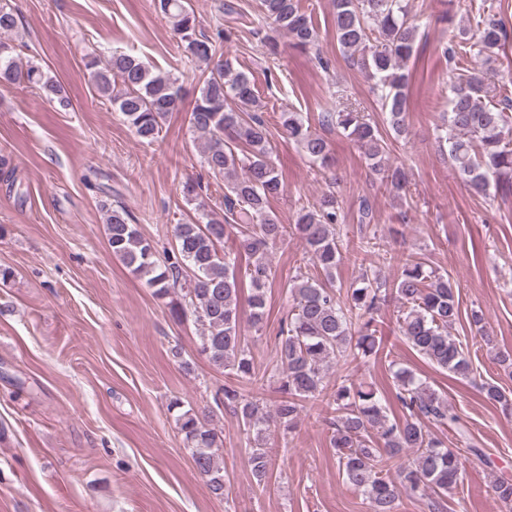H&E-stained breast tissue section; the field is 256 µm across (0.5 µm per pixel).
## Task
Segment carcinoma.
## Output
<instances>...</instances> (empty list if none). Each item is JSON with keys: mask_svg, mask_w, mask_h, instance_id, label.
Returning a JSON list of instances; mask_svg holds the SVG:
<instances>
[{"mask_svg": "<svg viewBox=\"0 0 512 512\" xmlns=\"http://www.w3.org/2000/svg\"><path fill=\"white\" fill-rule=\"evenodd\" d=\"M174 34L190 55L214 62L202 81L189 113L192 130L203 139L208 171L224 178V216L202 212L174 226L179 260L159 264L152 243L139 233L121 202L106 208V235L113 257L134 275L145 279L155 295L167 300L173 318L192 316L199 326L200 353L231 382L216 392L214 404L242 424L250 448L247 464L256 484L266 482L271 458L265 445L276 430L297 427L307 405L320 401L329 413L330 445L336 449L344 481L360 491L372 512H395L402 495L447 496L463 470L462 453L485 460L481 449L464 439L465 449L449 448L425 429L432 422L458 430L459 418L426 380L391 364L395 399L401 417L390 418L386 398L366 382L343 385L328 392L329 370L339 363L363 361L379 354L382 338L377 314L388 297L386 284L369 270L346 295L336 288V270L344 249V216L333 187L336 174L326 175L328 190L310 206L301 208L295 223L285 226L270 208V199L285 185L273 158L262 103L250 75L236 66L230 53L214 60L216 44L197 37L198 21L189 0H157ZM336 41L348 61L366 73L372 90L386 112V123L397 137L409 134L407 121L418 26L408 0H333ZM265 23L284 33L295 49L304 52L318 40L311 16L299 0H260ZM19 16L0 5V83H23L39 89L49 102L69 105L58 81L28 61L21 62L9 35ZM460 41L443 47L454 65L449 110L438 136L448 146V158L471 189L484 194L490 180L512 184V98L507 86L492 82L488 73L469 70L470 54L493 59L512 37L495 15L480 14L476 29L464 27ZM100 96L137 137L149 142L160 133L171 112L182 109V88L177 79L155 73L140 58L114 53L105 62L92 56L86 63ZM324 119L346 133L369 162L371 171L394 196L403 192L404 169L385 163L387 143L380 127L353 105L328 110ZM283 133L297 144L308 160L324 169L331 165V144L311 130L299 112L280 113ZM305 247L312 273L295 277L287 289L291 310L277 336V364L259 372L251 350L241 336L242 318L254 331L267 318L268 286L274 278L270 252L287 232ZM235 237L237 250L222 252L224 239ZM397 263L393 290L402 305L399 332L433 366L460 376L471 364L461 341L449 328L459 319L460 302L455 283L411 254L389 256ZM248 284V309L240 308L243 284ZM277 378L280 399L269 410L265 402L246 393L244 385L262 388ZM485 399L512 409V393L486 383ZM178 411L176 422L198 473L215 496H224V461L217 453L222 440L213 428L183 402H170ZM396 474H391L392 467Z\"/></svg>", "mask_w": 512, "mask_h": 512, "instance_id": "obj_1", "label": "carcinoma"}]
</instances>
